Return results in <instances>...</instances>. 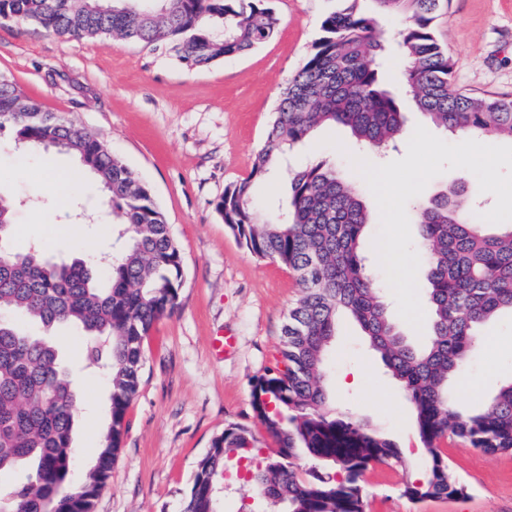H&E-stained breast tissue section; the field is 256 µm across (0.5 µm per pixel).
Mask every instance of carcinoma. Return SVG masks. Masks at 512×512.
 <instances>
[{"mask_svg":"<svg viewBox=\"0 0 512 512\" xmlns=\"http://www.w3.org/2000/svg\"><path fill=\"white\" fill-rule=\"evenodd\" d=\"M336 2L281 91L249 176L227 185L216 203L246 248L292 271L301 288L283 327L280 358L253 385L254 411L275 448L244 477L258 496L278 501L282 512H364L366 470L402 461L394 439L325 409L327 352L343 317L359 325L412 405L427 456L422 477L403 483V496L422 502L465 494L441 451L446 437L484 454L512 453V381L483 407L459 408L448 394L449 378L468 361L481 329L502 312L512 313V224L475 223L462 182L414 205L432 319L430 341L414 346L369 274V212L336 166L320 160L296 172L283 219L266 218L253 205L254 185L269 179L290 147L321 126L346 127L365 148L400 140L402 112L384 86L387 72L400 73L404 95L436 128L512 141L511 99L471 96L452 83V63L432 32L442 0ZM392 17L405 24L397 50L388 52L381 23ZM0 20L32 23L63 38L166 41L195 68L246 54L279 28L268 0H0ZM4 128L24 154L61 145L99 183L112 204L108 234L121 248L104 273L82 257L51 262L39 243L17 250L10 243L17 201L0 191V311L12 313L0 316V512H94L138 391L142 339L175 309L183 260L150 189L105 140L43 110L1 74ZM21 320L38 324L40 332H26ZM62 326L82 331L87 365L110 385L109 422L86 468L78 467L74 448L76 388L54 334ZM254 442L244 427L215 436L182 512H218L219 484L231 457L243 458ZM301 451L335 467V476L313 469L302 477L292 463ZM22 468L24 481L1 480Z\"/></svg>","mask_w":512,"mask_h":512,"instance_id":"carcinoma-1","label":"carcinoma"}]
</instances>
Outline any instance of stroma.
<instances>
[{
	"mask_svg": "<svg viewBox=\"0 0 512 512\" xmlns=\"http://www.w3.org/2000/svg\"><path fill=\"white\" fill-rule=\"evenodd\" d=\"M336 0H274L281 19L277 35L251 52L206 68L181 62L165 43L145 45L109 39L71 40L38 26L0 22V74L49 112L101 136L148 184L183 258L177 307L143 341L144 366L126 414L121 448L94 512H181L199 460L213 438L232 425L248 427L261 450L272 448L254 415L253 381L275 364L282 329L300 296L292 272L252 255L226 228L216 203L224 188L249 175L255 152L276 110L279 93L320 34V21ZM434 35L454 63L460 91L512 99V0H446L433 21ZM353 141L342 128L319 130L289 152L288 164L255 188L254 205L272 216L288 203V178L310 162L327 160L362 188L375 238L380 212L355 170ZM40 164L24 181H0L15 195L11 241L24 249L43 241L37 217L72 227L71 237L48 246L59 261L79 255L91 237L71 224L70 205L35 190ZM493 341L477 347L449 386L461 405L487 403L512 379V316L492 326ZM231 336L234 348L217 356L213 339ZM58 343L74 363L83 359V339L62 331ZM330 406L353 414L396 439L404 466L372 464L364 475L366 512H512V453L486 455L446 440L442 448L467 487L464 496L415 503L403 497L406 477L422 473L426 450L410 405L358 331L342 324L328 355ZM74 446L80 464L92 463L98 442L83 425L105 415L108 387L93 369L81 368ZM220 512H281L229 477Z\"/></svg>",
	"mask_w": 512,
	"mask_h": 512,
	"instance_id": "obj_1",
	"label": "stroma"
}]
</instances>
